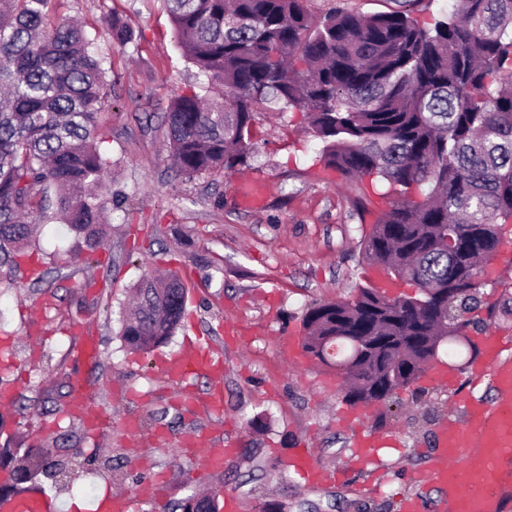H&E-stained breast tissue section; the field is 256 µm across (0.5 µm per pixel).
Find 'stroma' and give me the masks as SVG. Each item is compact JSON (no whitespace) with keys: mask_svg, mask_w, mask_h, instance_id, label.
Here are the masks:
<instances>
[{"mask_svg":"<svg viewBox=\"0 0 512 512\" xmlns=\"http://www.w3.org/2000/svg\"><path fill=\"white\" fill-rule=\"evenodd\" d=\"M77 20L99 48L107 71L108 101L97 115L100 147L113 163L109 189L125 196L109 211L108 233L93 252L77 251L66 225L41 223L31 242L45 277L15 273L0 282V337L16 342L0 351V446L29 450L63 476L38 477L37 489L60 512H89L105 496L135 494L153 479L159 505L192 493L232 495L237 512H260L276 500L288 512H401L415 495L412 471L436 462L435 426L464 419L467 396L491 400L488 379L477 378L480 352L445 344L439 360L452 384L420 377L396 401L366 407L346 423L345 382L336 370L308 360L291 369L278 337L302 336V314L315 301L346 300L370 285L373 268L362 256L370 221L389 207L370 178L349 181L318 161L320 144L303 112L259 107L253 125L256 153L249 167L191 180L178 176L166 150L164 114L175 96L205 89L195 66L177 49L163 0H49L48 19ZM131 26L134 44L113 45L108 19ZM269 185L265 206L244 211L235 203L241 180ZM477 313L480 333L512 337V263L485 265ZM177 272L187 288L186 317L170 342L151 353L126 350L118 336L120 312L144 275ZM241 331L227 339L225 325ZM99 340L94 367L82 371L97 431L67 414L73 354L82 330ZM203 336L224 355V409L210 414L185 404L162 358L185 337ZM261 416L255 430L248 421ZM145 440H128V422ZM209 431L217 444L237 448L234 460L204 469L174 446L182 435ZM377 439L368 461L356 460L359 432ZM308 449L325 473L343 470L344 483L313 486L288 465Z\"/></svg>","mask_w":512,"mask_h":512,"instance_id":"35a3bbf8","label":"stroma"}]
</instances>
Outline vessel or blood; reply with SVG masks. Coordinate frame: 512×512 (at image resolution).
<instances>
[{"mask_svg":"<svg viewBox=\"0 0 512 512\" xmlns=\"http://www.w3.org/2000/svg\"><path fill=\"white\" fill-rule=\"evenodd\" d=\"M266 199L267 185L259 180L243 185L237 193L238 205L243 210L261 209ZM503 351L500 337L485 338L480 368L490 375L494 400L470 402L464 422L440 424L436 429L438 465L411 474L419 486L432 485L439 490L438 512H503L506 500L512 497V360L505 358ZM163 368L177 382L198 373L211 376L214 383L207 403L212 412L222 411L223 363L209 347L199 342L188 343L165 360ZM67 410L81 417L89 429L97 428V418L84 391L71 397ZM180 448L201 457L208 468L223 466L234 458L233 449L215 447L203 432L186 435ZM292 465L310 483L322 482L326 477L305 451H297ZM0 512H58V507L48 494L28 491L0 498Z\"/></svg>","mask_w":512,"mask_h":512,"instance_id":"1","label":"vessel or blood"}]
</instances>
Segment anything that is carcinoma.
I'll list each match as a JSON object with an SVG mask.
<instances>
[{
    "instance_id": "1",
    "label": "carcinoma",
    "mask_w": 512,
    "mask_h": 512,
    "mask_svg": "<svg viewBox=\"0 0 512 512\" xmlns=\"http://www.w3.org/2000/svg\"><path fill=\"white\" fill-rule=\"evenodd\" d=\"M187 60L230 97L191 91L165 113L177 173L190 180L248 165L257 107L306 113L320 161L349 179L371 177L394 197L361 243L390 278L418 293L363 287L348 300L314 302L302 316L304 352L351 380L346 401L371 405L409 386L458 342L481 306L483 266L512 223V0H455L447 18L421 25L408 9L361 16L306 0H166ZM48 0H0V276H11L34 232L35 197L54 195L38 220L66 224L77 248L106 234L112 160L98 146L107 96L98 48L66 19L46 21ZM112 40H136L113 20ZM180 278L147 276L122 312L134 352L168 343L181 324ZM12 470L44 472L24 454ZM180 512H220L190 495Z\"/></svg>"
}]
</instances>
